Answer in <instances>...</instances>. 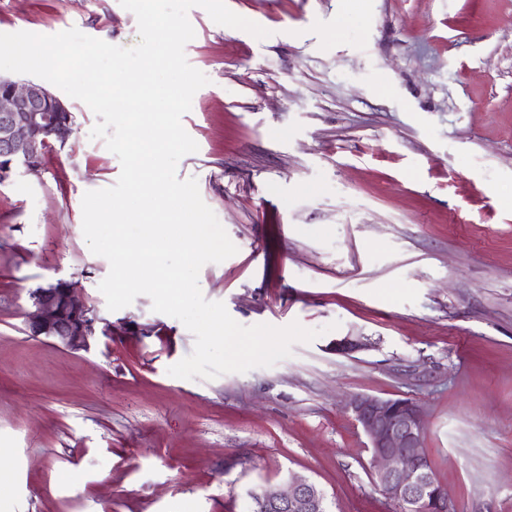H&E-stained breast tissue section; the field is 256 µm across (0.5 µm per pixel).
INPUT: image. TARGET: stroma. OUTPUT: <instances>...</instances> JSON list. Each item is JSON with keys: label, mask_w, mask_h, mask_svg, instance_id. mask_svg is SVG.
<instances>
[{"label": "stroma", "mask_w": 512, "mask_h": 512, "mask_svg": "<svg viewBox=\"0 0 512 512\" xmlns=\"http://www.w3.org/2000/svg\"><path fill=\"white\" fill-rule=\"evenodd\" d=\"M188 62L208 85L177 165L236 245L199 286L238 323L320 335L270 368L169 376L194 336L148 296L108 310L82 231L118 158L69 99L66 144L0 182V512H250L315 482L328 512H399L373 479L359 394L409 398L456 512H512V0H226ZM131 47L119 0H0V33ZM59 280L111 322L86 351L31 337ZM353 334L364 349L336 353Z\"/></svg>", "instance_id": "obj_1"}]
</instances>
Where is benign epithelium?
Wrapping results in <instances>:
<instances>
[{
	"label": "benign epithelium",
	"instance_id": "benign-epithelium-1",
	"mask_svg": "<svg viewBox=\"0 0 512 512\" xmlns=\"http://www.w3.org/2000/svg\"><path fill=\"white\" fill-rule=\"evenodd\" d=\"M68 112L69 107L44 85L1 77L0 176L9 177L15 162L37 169L50 140L66 143L72 127L62 115ZM25 318L30 336L73 351L90 348L99 324L103 334H112V324L80 301L68 285L38 289ZM364 347L359 336H344L333 345L346 355ZM350 408L368 437L375 475L388 498L399 504L420 503L427 512H455L448 491L427 470L421 406L407 399L362 394L351 400ZM252 505L253 512H326L321 490L299 474L289 477L286 488L267 485L252 493Z\"/></svg>",
	"mask_w": 512,
	"mask_h": 512
}]
</instances>
